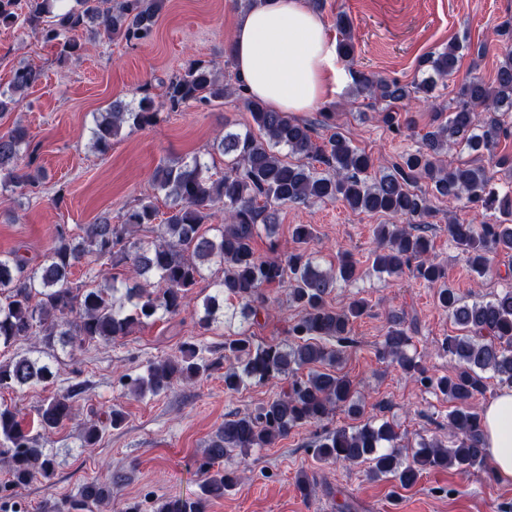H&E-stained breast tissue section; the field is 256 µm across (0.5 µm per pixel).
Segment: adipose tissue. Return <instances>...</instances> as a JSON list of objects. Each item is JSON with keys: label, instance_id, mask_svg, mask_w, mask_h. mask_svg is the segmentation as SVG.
<instances>
[{"label": "adipose tissue", "instance_id": "obj_1", "mask_svg": "<svg viewBox=\"0 0 512 512\" xmlns=\"http://www.w3.org/2000/svg\"><path fill=\"white\" fill-rule=\"evenodd\" d=\"M233 55L249 93L277 112H306L336 92V45L305 0H261L236 25ZM496 476L512 481V390L482 410Z\"/></svg>", "mask_w": 512, "mask_h": 512}]
</instances>
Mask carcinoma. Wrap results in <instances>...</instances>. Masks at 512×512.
Masks as SVG:
<instances>
[{
	"instance_id": "1",
	"label": "carcinoma",
	"mask_w": 512,
	"mask_h": 512,
	"mask_svg": "<svg viewBox=\"0 0 512 512\" xmlns=\"http://www.w3.org/2000/svg\"><path fill=\"white\" fill-rule=\"evenodd\" d=\"M57 0H0V24L17 26L37 39L55 45L59 57L69 59L86 51L80 35L94 41L102 36L119 38L130 46L148 40L166 0H73L67 9H55ZM338 52L344 58L354 52L352 22L344 12L336 14ZM471 50L467 42L452 41L423 60L430 76L402 85L386 77L359 73L352 94L367 95L382 102L381 122L400 131L393 105L412 100L429 101L436 79L456 73L459 59ZM42 69L21 64L14 69L5 89L0 90V115L15 110L28 90L42 79ZM234 96L251 122L239 127L224 123L214 139V151L228 158L224 174L214 177L209 162L200 156L163 161L153 171L150 193L127 209L118 223L107 216L73 233L59 225L54 244L33 264L19 249L0 253V348L24 343L43 346L47 360L30 355L0 362V390H22L46 382L52 376L50 362L55 348L74 357L86 345L111 342L132 333L137 326L165 316L181 314L191 295L205 279L204 271L218 266L223 276L213 284V293L202 299L199 327L207 330L233 305L232 317L250 325L268 314L264 289L277 285L288 290L289 302L301 309L289 328V339L256 343L242 331L224 340V352L205 359L194 343L185 342L181 356L149 364L144 373L127 384L136 397L157 396L176 383L191 385L215 370H224V391L234 393L246 385L286 381L267 401L244 414L224 418L209 438L197 472L200 493L193 499L161 498L152 512H206L208 503L224 497L236 485L239 474L234 457H246L254 448H271L292 429L318 423L338 408L353 416L361 414V400L352 379L336 373L344 349L353 346L352 322L362 316L367 303L352 300L343 310L328 304L336 283L357 279V266L350 253H343L336 268L322 270L300 249L282 257L256 254L253 242L264 232L277 234V208L306 205L312 201L344 202L351 210L385 213L398 218H422L430 213L425 194L414 191L413 181L423 178L433 191L448 201L466 198L476 207L499 214L493 223H448V235L467 255L470 269L483 275L490 255L512 251V193L500 196L490 187V178L479 158L491 153L504 132V117L512 114V50L497 68L492 84L468 79L457 84L455 111L448 121L426 132L420 145L402 156L388 172L372 174L374 160L339 132L318 141L313 124L288 112H275L263 101L246 93L242 84H224L211 65L190 62L164 84L159 102L150 85L140 87L138 103L112 102L109 110L94 118L92 149L106 151L123 131L154 126L159 110L171 112L186 107H210ZM285 148L294 157L283 158ZM452 148L467 151L472 160L445 165L441 155ZM38 157L26 128L20 124L0 133V187L37 193L41 174L31 171ZM314 159L322 172L301 163ZM167 205L165 217L156 223V201ZM208 228H203V225ZM429 225L408 228L380 224L373 268L378 273L404 270L437 287L439 306L458 326L460 334L446 337L441 348L457 361L453 375L432 378L422 359L408 353L412 337L396 317L377 347V355L391 359L424 387L438 390L456 402L448 413L451 446L423 440L405 464L396 441L394 425L365 423L356 428H337L318 435L310 443L320 461L348 464L368 462L367 476L389 475L403 487L414 485L426 469L454 467L462 472L486 467L487 450L482 440L481 414L472 405L485 392L482 373L490 370L499 382L512 386V289L488 300H462L445 285V272L431 256ZM147 229L150 240L138 237ZM106 260L126 271L122 280L102 276L87 287L72 279V268L83 260ZM310 368L307 377L298 371ZM84 387L75 384L34 406L36 430L26 428L17 412L0 407V458L7 461L15 489L34 477L50 478L55 457L46 448L45 436L76 418L77 398ZM125 420L114 405L102 421L90 414L80 423L84 446L93 447L106 427H120ZM316 481L306 472L296 477V488L311 499ZM112 497L110 487L84 483L78 495L64 507L66 512H85Z\"/></svg>"
}]
</instances>
